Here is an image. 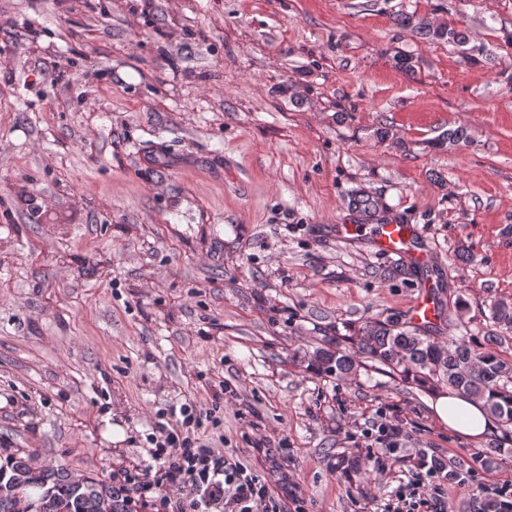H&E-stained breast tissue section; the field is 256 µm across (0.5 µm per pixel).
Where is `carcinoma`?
<instances>
[{"instance_id":"obj_1","label":"carcinoma","mask_w":512,"mask_h":512,"mask_svg":"<svg viewBox=\"0 0 512 512\" xmlns=\"http://www.w3.org/2000/svg\"><path fill=\"white\" fill-rule=\"evenodd\" d=\"M424 33L436 40L466 43L465 33L455 28L426 27ZM350 207L364 223L382 218L379 201L370 195L352 196ZM490 319L494 326L512 333V303H493ZM498 340V336L478 341L463 335L440 341L391 314L384 320L364 322L355 346L348 350L339 345L334 350L317 349L314 361L324 372L346 377L368 359L405 379L445 385L482 399L495 419L512 425V359L493 351ZM136 507L128 491H119L110 482L64 468L36 467L20 451L0 463V512H135Z\"/></svg>"}]
</instances>
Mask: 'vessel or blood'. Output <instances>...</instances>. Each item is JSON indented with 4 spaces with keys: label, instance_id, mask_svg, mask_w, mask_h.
<instances>
[{
    "label": "vessel or blood",
    "instance_id": "1",
    "mask_svg": "<svg viewBox=\"0 0 512 512\" xmlns=\"http://www.w3.org/2000/svg\"><path fill=\"white\" fill-rule=\"evenodd\" d=\"M370 243L375 253L386 256H399L407 264L428 267L436 263L438 256L423 246L415 225L400 219H391L374 225L370 233ZM435 304L429 289H422L410 307L411 323L421 325L431 322Z\"/></svg>",
    "mask_w": 512,
    "mask_h": 512
}]
</instances>
